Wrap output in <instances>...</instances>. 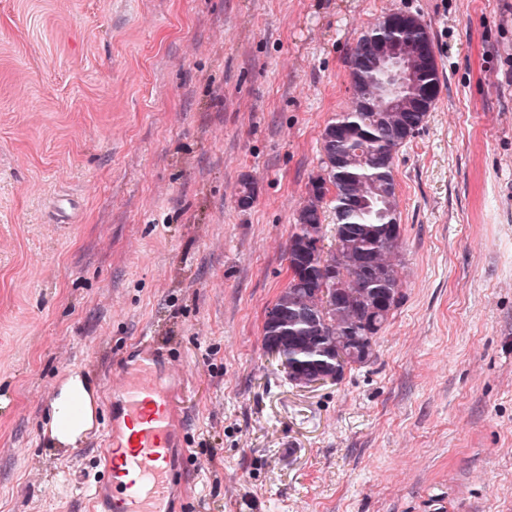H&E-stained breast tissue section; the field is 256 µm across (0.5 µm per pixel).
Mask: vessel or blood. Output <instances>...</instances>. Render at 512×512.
<instances>
[{"mask_svg":"<svg viewBox=\"0 0 512 512\" xmlns=\"http://www.w3.org/2000/svg\"><path fill=\"white\" fill-rule=\"evenodd\" d=\"M176 370L153 336L124 354L119 384L92 411L91 432L107 436L92 512H187Z\"/></svg>","mask_w":512,"mask_h":512,"instance_id":"1","label":"vessel or blood"}]
</instances>
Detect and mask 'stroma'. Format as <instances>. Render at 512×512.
<instances>
[{
    "mask_svg": "<svg viewBox=\"0 0 512 512\" xmlns=\"http://www.w3.org/2000/svg\"><path fill=\"white\" fill-rule=\"evenodd\" d=\"M398 11L441 79L394 160L404 298L302 388L265 316ZM145 333L187 377L191 512H512V0H0V512H89L100 442L56 449L52 405Z\"/></svg>",
    "mask_w": 512,
    "mask_h": 512,
    "instance_id": "35a3bbf8",
    "label": "stroma"
}]
</instances>
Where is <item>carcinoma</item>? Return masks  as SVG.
<instances>
[{
    "label": "carcinoma",
    "mask_w": 512,
    "mask_h": 512,
    "mask_svg": "<svg viewBox=\"0 0 512 512\" xmlns=\"http://www.w3.org/2000/svg\"><path fill=\"white\" fill-rule=\"evenodd\" d=\"M384 27L385 20L378 21L351 51L352 105L330 121L339 133L321 145L324 184L311 185L290 235L317 246L306 255L287 250L288 262L302 268V282L285 288L271 307L281 317L266 330L290 338L277 362L287 361L292 382H304L316 372L340 379L345 369L367 363L376 336L403 299L393 158L431 111L436 97H426L425 88L438 90L439 72L427 27L416 17L403 16L393 37L409 49V78L399 86L397 104L388 107L378 95L384 76L371 57ZM329 192L336 228L334 248L326 252L322 216ZM365 265L367 275L357 287L351 276Z\"/></svg>",
    "instance_id": "cac0c4a2"
}]
</instances>
